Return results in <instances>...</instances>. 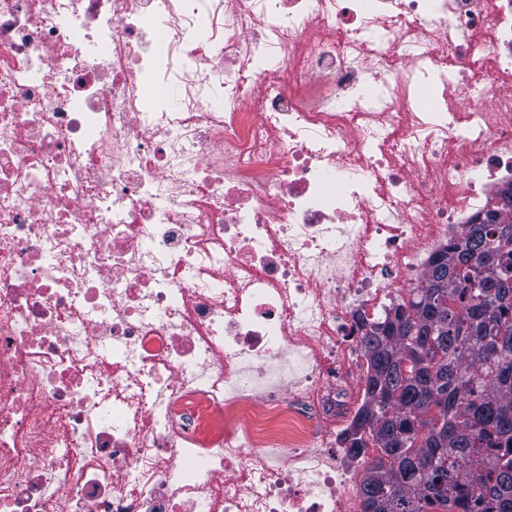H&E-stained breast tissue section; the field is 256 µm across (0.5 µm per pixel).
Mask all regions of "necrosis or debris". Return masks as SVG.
Wrapping results in <instances>:
<instances>
[{
    "mask_svg": "<svg viewBox=\"0 0 512 512\" xmlns=\"http://www.w3.org/2000/svg\"><path fill=\"white\" fill-rule=\"evenodd\" d=\"M504 174L512 2L0 0V512H364L355 318Z\"/></svg>",
    "mask_w": 512,
    "mask_h": 512,
    "instance_id": "obj_1",
    "label": "necrosis or debris"
}]
</instances>
